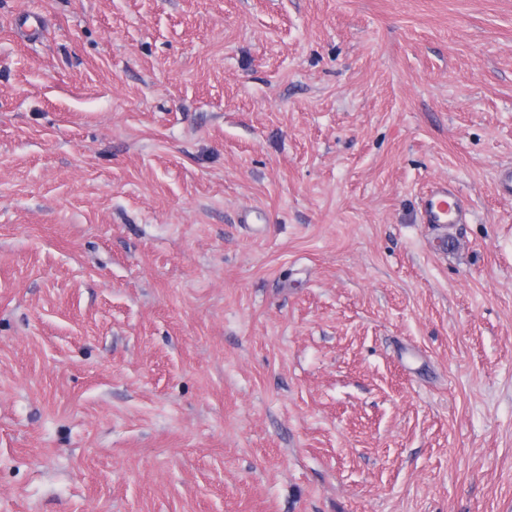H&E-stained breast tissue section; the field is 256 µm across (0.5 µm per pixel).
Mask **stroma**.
Here are the masks:
<instances>
[{
    "label": "stroma",
    "mask_w": 512,
    "mask_h": 512,
    "mask_svg": "<svg viewBox=\"0 0 512 512\" xmlns=\"http://www.w3.org/2000/svg\"><path fill=\"white\" fill-rule=\"evenodd\" d=\"M510 165L512 0H0V512H512ZM468 209L458 191L447 182H438L422 199L423 223L434 225L461 224Z\"/></svg>",
    "instance_id": "stroma-1"
}]
</instances>
